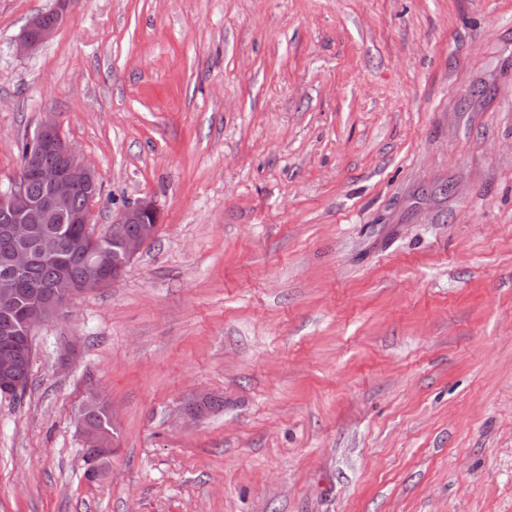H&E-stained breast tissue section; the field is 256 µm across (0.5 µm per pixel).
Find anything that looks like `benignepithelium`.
<instances>
[{"label":"benign epithelium","mask_w":512,"mask_h":512,"mask_svg":"<svg viewBox=\"0 0 512 512\" xmlns=\"http://www.w3.org/2000/svg\"><path fill=\"white\" fill-rule=\"evenodd\" d=\"M72 6L73 0H55L54 23L49 26L42 24L38 15L29 18L15 41L17 53L30 55L52 40L65 23ZM44 154L59 157L61 164L32 166L34 160ZM25 166L33 168L42 187L41 196L31 197L27 183L20 181L9 190L0 192V239L7 244L4 265L13 271L41 259L55 258L62 252V238L52 231L37 232V225L67 223L89 228L99 193L94 168L79 157L63 135L57 116L52 113L47 114L39 126ZM79 191L85 195L86 205L81 210H72L69 203ZM157 223L159 213L150 201H141L121 210L112 220V238L119 244L122 262L115 263L109 251H98L85 279L75 281L62 272L49 292L34 291L25 296L21 333L28 340H33L38 327L63 315L76 300L106 288L110 278L121 274L151 240L152 225ZM126 224H141L143 228L136 233H128L124 229ZM15 341V332H0L1 395L15 396L19 393L18 385L11 377ZM82 431L86 447L94 449L99 458L111 453L107 436L86 426Z\"/></svg>","instance_id":"7a95c632"}]
</instances>
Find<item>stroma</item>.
Returning <instances> with one entry per match:
<instances>
[{"mask_svg": "<svg viewBox=\"0 0 512 512\" xmlns=\"http://www.w3.org/2000/svg\"><path fill=\"white\" fill-rule=\"evenodd\" d=\"M53 6L0 0V191L53 112L91 233L160 224L0 396V512H512V0H76L18 55ZM72 6L73 0H57L52 9L54 16L51 10H48L30 17L15 41L17 53L20 55L33 54L41 46L52 40L65 23ZM54 18L52 25L42 24V19L46 24H49ZM82 417L80 424L86 447L94 449L99 459L107 457L112 451L110 441L107 436L94 429L107 432L110 435L115 434L109 411L95 401L85 405ZM85 424L94 429L86 427Z\"/></svg>", "mask_w": 512, "mask_h": 512, "instance_id": "35a3bbf8", "label": "stroma"}]
</instances>
